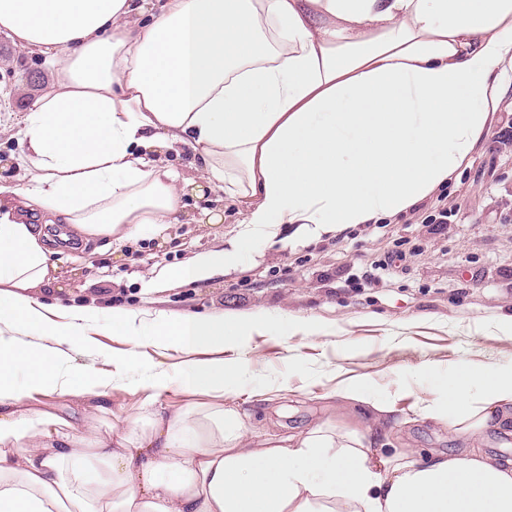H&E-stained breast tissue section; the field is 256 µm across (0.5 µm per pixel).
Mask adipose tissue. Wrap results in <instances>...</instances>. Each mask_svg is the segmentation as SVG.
<instances>
[{"mask_svg":"<svg viewBox=\"0 0 512 512\" xmlns=\"http://www.w3.org/2000/svg\"><path fill=\"white\" fill-rule=\"evenodd\" d=\"M0 30L51 75L22 119L28 183L0 186V512H512V460L387 457L379 435L328 421L255 440L220 359L185 361L180 409L159 405L171 380L156 370L139 415L112 411L111 438L76 434L47 397L106 398L142 326L113 308L131 349L102 374L76 362L102 351L98 306L33 294L57 279V225L134 240L179 223L199 181L246 201L243 229L171 280L223 271L285 224L318 237L405 214L489 136L512 0H0ZM183 145L199 179L156 163ZM252 329L179 313L151 336L191 351ZM424 416L464 440L505 429L512 369L443 389Z\"/></svg>","mask_w":512,"mask_h":512,"instance_id":"ef3b65f1","label":"adipose tissue"}]
</instances>
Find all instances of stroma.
Wrapping results in <instances>:
<instances>
[{"instance_id": "obj_1", "label": "stroma", "mask_w": 512, "mask_h": 512, "mask_svg": "<svg viewBox=\"0 0 512 512\" xmlns=\"http://www.w3.org/2000/svg\"><path fill=\"white\" fill-rule=\"evenodd\" d=\"M48 71L40 56L0 31V185L20 184L17 159L22 117L38 98ZM188 220L136 241L100 239L55 255L57 283L37 289L45 301L96 302L100 326L112 307L158 314L198 312L249 319L288 314L294 329L267 323L247 337L256 375L234 383L231 400L259 434L285 435L326 418L360 431L383 429L394 448L417 455L462 448L448 423L421 418L439 396L436 378L419 373L437 364L449 384L512 362V335L495 324L512 315V84L491 136L471 165L414 213L308 239L283 226L278 237L252 239L223 273L204 281H169L165 269L227 247L241 226L242 207L224 199V220L202 219V200L182 201ZM109 397L135 412L149 365L178 375L179 344L142 346ZM366 380L373 399L389 403L379 422L344 402L347 384Z\"/></svg>"}]
</instances>
